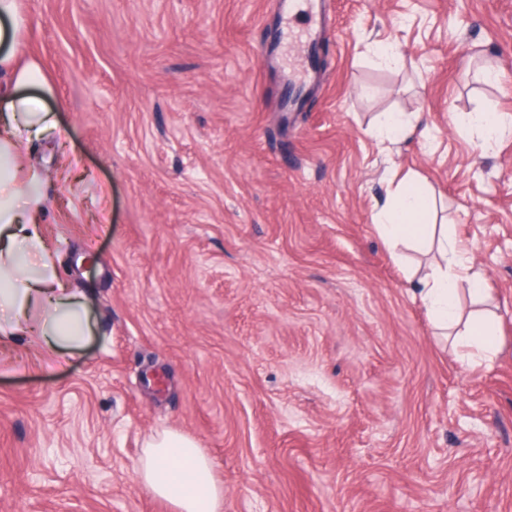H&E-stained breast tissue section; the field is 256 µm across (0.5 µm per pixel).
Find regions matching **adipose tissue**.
<instances>
[{
	"instance_id": "obj_1",
	"label": "adipose tissue",
	"mask_w": 512,
	"mask_h": 512,
	"mask_svg": "<svg viewBox=\"0 0 512 512\" xmlns=\"http://www.w3.org/2000/svg\"><path fill=\"white\" fill-rule=\"evenodd\" d=\"M23 19L18 0H0V339L11 341L38 331L49 350L79 346L89 332L87 298L59 281L51 252L35 217L42 212L41 178L36 170L17 174L16 160L24 136L54 129L53 114L29 89L41 85L35 60L16 57ZM428 197L420 180H402L374 217L381 237L392 250L411 248L436 253L437 259L419 279L414 294L434 327L453 336L462 351L485 353L498 347L495 319L478 310L463 314L461 289L476 298L486 291L464 247L448 235L444 224L427 221ZM43 314L31 326L32 305ZM139 475L149 493L171 503L176 512H224V487L214 477L213 463L191 438L174 432L151 436L141 458Z\"/></svg>"
}]
</instances>
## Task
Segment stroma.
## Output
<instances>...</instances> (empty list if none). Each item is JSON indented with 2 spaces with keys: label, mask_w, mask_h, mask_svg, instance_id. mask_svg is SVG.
<instances>
[{
  "label": "stroma",
  "mask_w": 512,
  "mask_h": 512,
  "mask_svg": "<svg viewBox=\"0 0 512 512\" xmlns=\"http://www.w3.org/2000/svg\"><path fill=\"white\" fill-rule=\"evenodd\" d=\"M52 137L44 238L91 333L0 345V512H174L150 436L212 460L224 512H512V0H327L317 53L276 0H19ZM396 42L399 68L375 44ZM383 112L423 113L397 146ZM416 173L497 308L465 365L378 236ZM463 118V121L469 125L475 126L481 130L485 141L497 139L505 130V125L500 116L496 113H475Z\"/></svg>",
  "instance_id": "stroma-1"
}]
</instances>
